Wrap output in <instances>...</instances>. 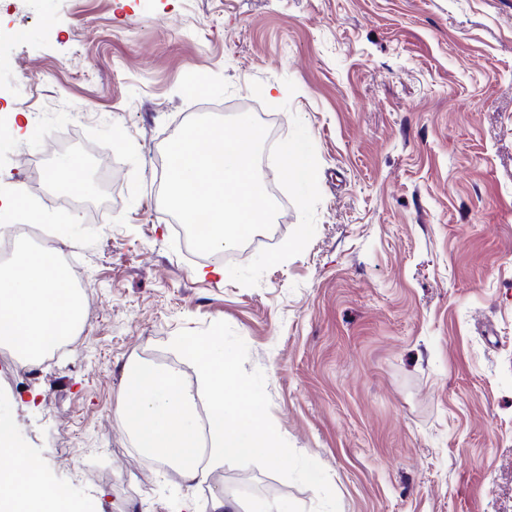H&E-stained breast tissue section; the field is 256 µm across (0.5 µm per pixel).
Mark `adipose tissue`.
<instances>
[{
    "mask_svg": "<svg viewBox=\"0 0 512 512\" xmlns=\"http://www.w3.org/2000/svg\"><path fill=\"white\" fill-rule=\"evenodd\" d=\"M64 281L54 262L38 251L0 268V341L25 360L38 359L66 332L73 310L63 303ZM118 414L139 447L165 456L191 483L200 481L199 440L193 398L176 374L134 367L125 377ZM0 512H71L61 490L43 483L13 442L11 421L0 418Z\"/></svg>",
    "mask_w": 512,
    "mask_h": 512,
    "instance_id": "1",
    "label": "adipose tissue"
}]
</instances>
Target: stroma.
Instances as JSON below:
<instances>
[{
  "mask_svg": "<svg viewBox=\"0 0 512 512\" xmlns=\"http://www.w3.org/2000/svg\"><path fill=\"white\" fill-rule=\"evenodd\" d=\"M0 27V109L27 120L0 134V193L65 225L90 284L75 351L33 375L0 356V416L74 512H209L241 477L316 505L256 465L186 483L119 417L134 365L202 404L170 343L218 320L340 512H512V0H14ZM241 113L274 136L279 212L201 278L163 148ZM294 143L313 182L280 173ZM75 155L91 209L49 178Z\"/></svg>",
  "mask_w": 512,
  "mask_h": 512,
  "instance_id": "obj_1",
  "label": "stroma"
}]
</instances>
